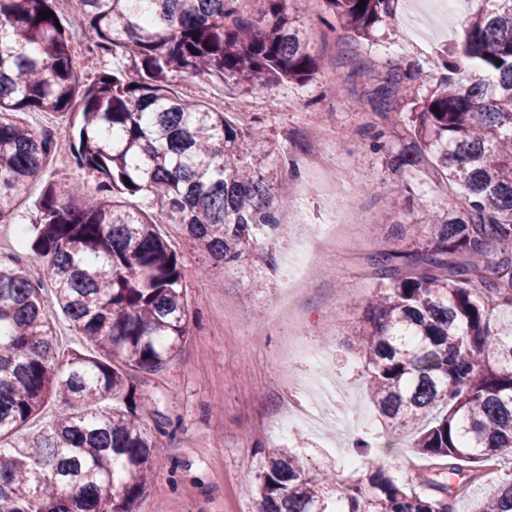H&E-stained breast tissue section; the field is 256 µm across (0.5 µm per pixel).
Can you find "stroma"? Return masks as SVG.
<instances>
[{
    "mask_svg": "<svg viewBox=\"0 0 512 512\" xmlns=\"http://www.w3.org/2000/svg\"><path fill=\"white\" fill-rule=\"evenodd\" d=\"M420 2L396 0L394 16L381 22L371 38L357 41L344 30H329L313 0H290L292 14L321 55L320 75L243 93L225 92L206 81L201 92L193 94L201 104L221 107L232 118L241 117L238 105L243 98L263 100L259 115L264 140L284 144L304 168L350 164L355 173L350 207L375 215L384 199L392 197L396 208L370 230L355 228L350 243L316 263L299 301L304 320L299 337L308 348L328 353L323 371L336 383V414L343 423L318 436L300 428L283 440L263 427L288 400L289 379L309 375L310 370L303 360L289 357L287 337L267 322L279 295L271 267L247 257L231 270L214 265L179 225L159 222V232L181 263L190 334L163 370L134 378L139 390L154 396L142 407L147 425L161 418L165 427L157 437L156 473L133 512H256L255 475L265 455L287 450L307 463L337 468L342 455L358 456L355 440L360 436L368 443V457H380L403 479L433 470L431 460L414 454L413 431L387 436L370 400L355 344L366 304L380 287L371 256L385 250L411 251L429 233L420 222L422 216L458 206L456 194L440 190L434 163L393 171L386 155L403 146L398 126L384 128L387 152L374 151L373 125L360 111V99L400 65L420 71L410 84L411 96L433 90L439 79L438 56L462 43L465 20L478 7L477 0H465L461 11L447 18ZM411 25L429 40L431 56L400 50ZM345 47L371 61L372 70L353 77L348 68L337 67L336 53ZM301 111L322 113L327 122L345 129L347 136L335 152H326L299 121ZM40 191V185H33L18 202L13 220L0 222V257L25 256L15 227L30 223Z\"/></svg>",
    "mask_w": 512,
    "mask_h": 512,
    "instance_id": "obj_1",
    "label": "stroma"
}]
</instances>
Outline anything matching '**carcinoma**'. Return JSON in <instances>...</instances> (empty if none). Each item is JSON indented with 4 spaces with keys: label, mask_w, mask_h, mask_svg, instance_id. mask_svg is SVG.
I'll return each mask as SVG.
<instances>
[{
    "label": "carcinoma",
    "mask_w": 512,
    "mask_h": 512,
    "mask_svg": "<svg viewBox=\"0 0 512 512\" xmlns=\"http://www.w3.org/2000/svg\"><path fill=\"white\" fill-rule=\"evenodd\" d=\"M76 2L68 20L58 0H0V221L53 157L77 172L45 181L23 227L53 301L20 258H0V512H133L158 466L140 414L153 395L130 374L167 365L190 310L175 251L152 213L126 200L151 199L227 268L288 205L280 148L245 154L262 119L232 120L174 81L243 90L321 73L288 0ZM322 2L327 26L369 38L395 0ZM483 2L462 48L438 58L436 88L412 101L407 145L389 160L403 171L433 158L466 202L425 218L415 254L372 257L382 283L355 334L388 433L434 414L413 448L458 485L432 478L418 490L375 460L342 485L284 451L256 475L258 512H456L478 479L465 465L489 459L498 479L473 512H512V0ZM79 42L122 61L82 80ZM337 62L352 76L366 68L349 49ZM414 79L411 67L391 69L367 99L376 116L397 121ZM31 112L67 116L71 131L56 139L26 122ZM57 314L92 353L60 354ZM52 399L62 407L50 422L3 446Z\"/></svg>",
    "instance_id": "obj_1"
}]
</instances>
